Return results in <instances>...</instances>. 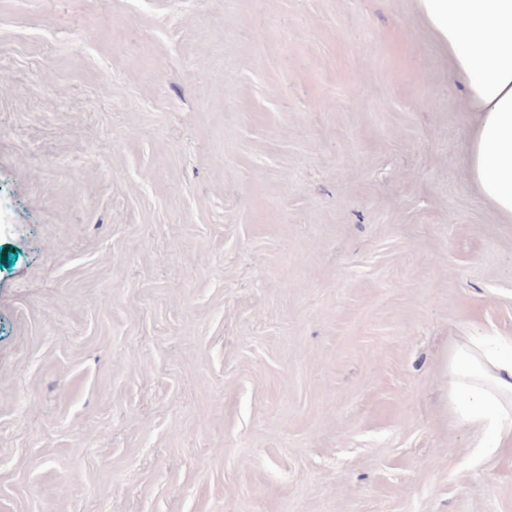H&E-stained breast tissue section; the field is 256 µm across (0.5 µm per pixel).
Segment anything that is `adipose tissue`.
Segmentation results:
<instances>
[{"label":"adipose tissue","mask_w":512,"mask_h":512,"mask_svg":"<svg viewBox=\"0 0 512 512\" xmlns=\"http://www.w3.org/2000/svg\"><path fill=\"white\" fill-rule=\"evenodd\" d=\"M448 53L475 122L466 140L468 174L512 220V0H417ZM448 418L478 453L512 442V339L466 333L448 347Z\"/></svg>","instance_id":"1"}]
</instances>
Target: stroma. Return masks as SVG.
I'll use <instances>...</instances> for the list:
<instances>
[{
    "label": "stroma",
    "instance_id": "35a3bbf8",
    "mask_svg": "<svg viewBox=\"0 0 512 512\" xmlns=\"http://www.w3.org/2000/svg\"><path fill=\"white\" fill-rule=\"evenodd\" d=\"M464 97L416 0H0V512H512ZM448 418L480 454L512 442V338L468 332L448 346Z\"/></svg>",
    "mask_w": 512,
    "mask_h": 512
}]
</instances>
